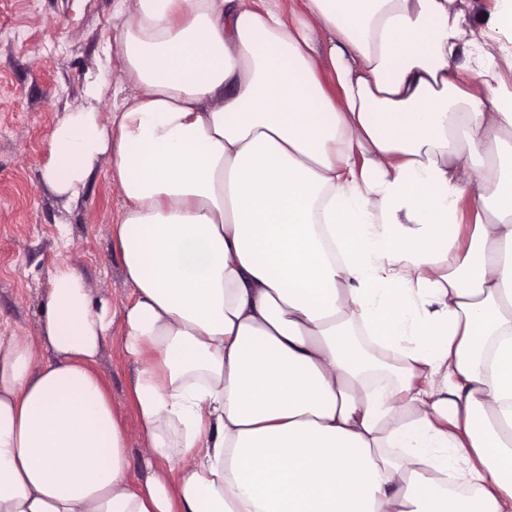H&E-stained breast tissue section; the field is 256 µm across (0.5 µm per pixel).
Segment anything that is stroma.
Wrapping results in <instances>:
<instances>
[{
  "instance_id": "35a3bbf8",
  "label": "stroma",
  "mask_w": 512,
  "mask_h": 512,
  "mask_svg": "<svg viewBox=\"0 0 512 512\" xmlns=\"http://www.w3.org/2000/svg\"><path fill=\"white\" fill-rule=\"evenodd\" d=\"M117 0H0V332L37 339L49 270L68 263L93 298L113 304L130 289L112 240L121 205L102 159L79 203L67 204L45 185L47 142L65 113L90 104L87 88L104 85L95 104L112 108L121 74ZM137 369L112 335L98 370L130 430L133 477L149 475L138 420L128 398Z\"/></svg>"
}]
</instances>
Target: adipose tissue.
<instances>
[{"label": "adipose tissue", "instance_id": "adipose-tissue-1", "mask_svg": "<svg viewBox=\"0 0 512 512\" xmlns=\"http://www.w3.org/2000/svg\"><path fill=\"white\" fill-rule=\"evenodd\" d=\"M455 3L124 11L43 178L109 157L132 299L60 264L39 341L0 334V512H512V0ZM97 367L112 392L113 404L123 414L131 433L128 446L131 474L134 478L144 479L152 470L147 467L137 416L128 398V388L138 365L122 349L118 323L113 326L112 337L104 346Z\"/></svg>", "mask_w": 512, "mask_h": 512}]
</instances>
